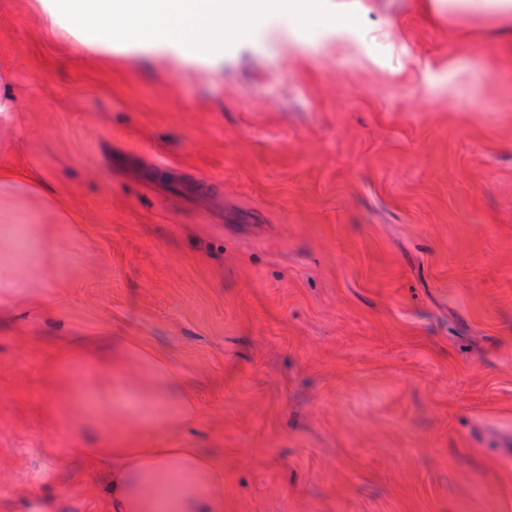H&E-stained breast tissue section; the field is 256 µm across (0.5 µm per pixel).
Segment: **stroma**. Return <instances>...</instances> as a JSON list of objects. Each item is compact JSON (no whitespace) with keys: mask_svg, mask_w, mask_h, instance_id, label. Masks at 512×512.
Returning <instances> with one entry per match:
<instances>
[{"mask_svg":"<svg viewBox=\"0 0 512 512\" xmlns=\"http://www.w3.org/2000/svg\"><path fill=\"white\" fill-rule=\"evenodd\" d=\"M429 2L106 66L0 0V161L44 179L0 180L1 505L107 512L72 448L172 440L224 512H512V45ZM146 146L205 195L106 160Z\"/></svg>","mask_w":512,"mask_h":512,"instance_id":"stroma-1","label":"stroma"}]
</instances>
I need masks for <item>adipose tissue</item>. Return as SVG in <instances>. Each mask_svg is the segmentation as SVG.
Segmentation results:
<instances>
[{"mask_svg":"<svg viewBox=\"0 0 512 512\" xmlns=\"http://www.w3.org/2000/svg\"><path fill=\"white\" fill-rule=\"evenodd\" d=\"M285 0H47L54 24L77 37L85 56L96 59L112 50L141 51L195 38L199 55L241 39L257 17L277 13ZM234 17L227 26L226 17ZM81 456L112 476V512H224L223 495L205 480L212 458L196 448H84ZM185 478L173 497L138 495L135 479Z\"/></svg>","mask_w":512,"mask_h":512,"instance_id":"obj_1","label":"adipose tissue"}]
</instances>
